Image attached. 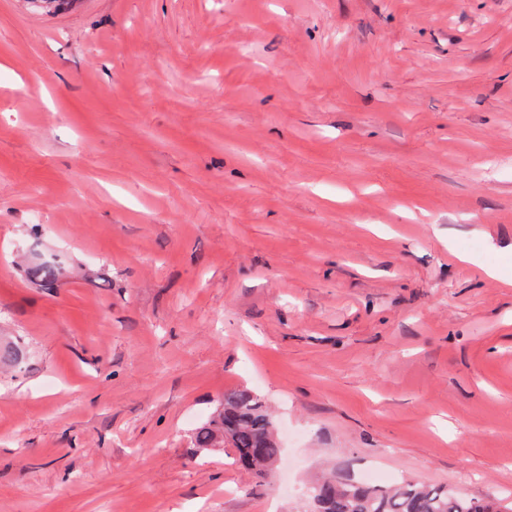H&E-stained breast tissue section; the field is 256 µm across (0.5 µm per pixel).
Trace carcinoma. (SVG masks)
Segmentation results:
<instances>
[{
	"instance_id": "carcinoma-1",
	"label": "carcinoma",
	"mask_w": 512,
	"mask_h": 512,
	"mask_svg": "<svg viewBox=\"0 0 512 512\" xmlns=\"http://www.w3.org/2000/svg\"><path fill=\"white\" fill-rule=\"evenodd\" d=\"M73 263L44 261L24 273L36 288H53ZM193 447L209 454L231 448L234 463L255 475L273 469L281 446L273 417L264 403L245 390L224 393V402L193 429ZM311 512H512V505L477 498L448 486L404 481L360 485L326 478L310 488Z\"/></svg>"
}]
</instances>
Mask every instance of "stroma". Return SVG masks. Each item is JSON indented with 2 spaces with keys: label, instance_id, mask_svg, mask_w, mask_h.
<instances>
[{
  "label": "stroma",
  "instance_id": "stroma-1",
  "mask_svg": "<svg viewBox=\"0 0 512 512\" xmlns=\"http://www.w3.org/2000/svg\"><path fill=\"white\" fill-rule=\"evenodd\" d=\"M0 338V512L512 495V0H0ZM233 389L266 477L190 450ZM70 269H73L72 262L66 264L52 260L44 261L23 274L35 288H55L66 278ZM311 512H512L510 506L460 489L404 481L359 485L326 478L310 488Z\"/></svg>",
  "mask_w": 512,
  "mask_h": 512
}]
</instances>
